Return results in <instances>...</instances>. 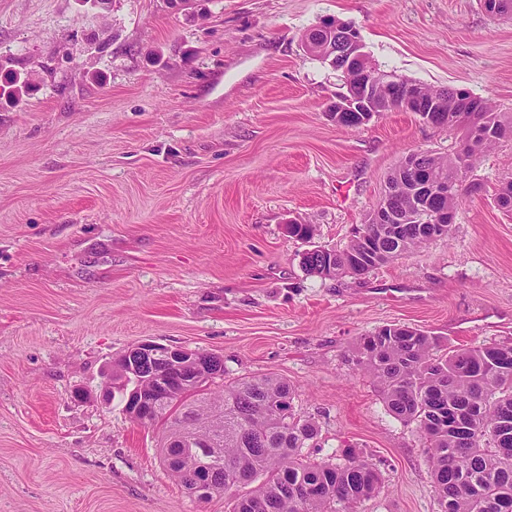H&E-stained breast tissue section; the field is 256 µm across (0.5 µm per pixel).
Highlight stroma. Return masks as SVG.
Instances as JSON below:
<instances>
[{"label":"stroma","instance_id":"35a3bbf8","mask_svg":"<svg viewBox=\"0 0 512 512\" xmlns=\"http://www.w3.org/2000/svg\"><path fill=\"white\" fill-rule=\"evenodd\" d=\"M329 17L380 69L512 120V15L481 0H0V83L33 84L0 98V512H232L168 476L162 425L100 403L146 341L287 379L311 458L350 446L379 470L360 512H440L415 427L352 348L394 323L451 350L512 340V138L468 172L450 235L360 279L308 274L288 221L344 248L402 158L462 137L402 111L336 126L343 80L302 47Z\"/></svg>","mask_w":512,"mask_h":512}]
</instances>
